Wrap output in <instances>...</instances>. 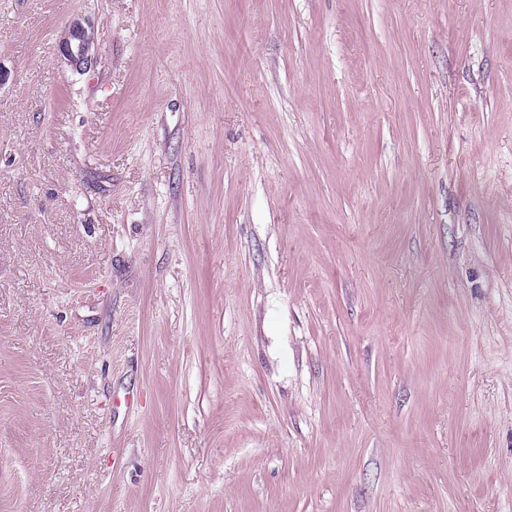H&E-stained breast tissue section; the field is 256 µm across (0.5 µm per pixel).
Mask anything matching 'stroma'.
<instances>
[{"mask_svg": "<svg viewBox=\"0 0 512 512\" xmlns=\"http://www.w3.org/2000/svg\"><path fill=\"white\" fill-rule=\"evenodd\" d=\"M0 512H512V0H0ZM95 32L90 25L74 22L64 33L60 55L76 70L86 71L97 61L94 53Z\"/></svg>", "mask_w": 512, "mask_h": 512, "instance_id": "obj_1", "label": "stroma"}]
</instances>
